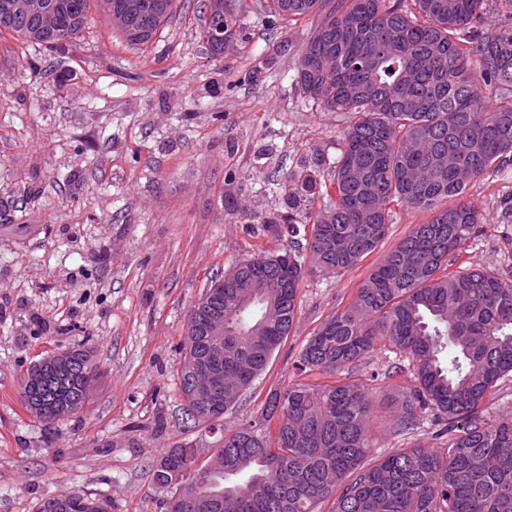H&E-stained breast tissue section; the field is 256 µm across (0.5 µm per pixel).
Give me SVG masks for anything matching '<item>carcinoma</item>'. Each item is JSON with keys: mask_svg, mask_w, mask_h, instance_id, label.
<instances>
[{"mask_svg": "<svg viewBox=\"0 0 512 512\" xmlns=\"http://www.w3.org/2000/svg\"><path fill=\"white\" fill-rule=\"evenodd\" d=\"M74 7L56 31L13 15L0 32L61 49L89 22L90 0ZM128 28H112L130 45H146L172 16L176 0ZM203 18L236 32L227 0ZM485 0H266L269 22H319L299 57L296 84L329 112H352L340 156L317 215L300 209L326 161L315 154L287 176L288 223L266 225L294 237L312 225L314 266L350 269L376 251L393 204L431 213L361 283L356 300L328 317L307 341L296 369L329 376L273 392L261 415L221 433L218 466L186 461L181 445L166 449L152 471L160 486L193 484L199 512H512V418L491 419L484 403L512 374V282L492 273L450 271L481 223L465 195L468 183L512 163V0H497L502 23L484 24ZM305 260L294 248L259 253L224 272V288L196 313L224 314V384L211 403L184 405L197 425L216 426L266 369L297 311ZM207 323L186 332L179 394L205 342ZM412 364L415 385L401 394L393 431L411 433L429 412L445 422L441 447L406 448L370 464L373 392L379 376L353 368L378 348ZM61 378L46 370L38 384L20 382V397L40 404L55 424L82 411L86 377H100L88 349L72 350ZM38 512H109L82 490L44 501Z\"/></svg>", "mask_w": 512, "mask_h": 512, "instance_id": "1", "label": "carcinoma"}]
</instances>
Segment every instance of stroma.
<instances>
[{"instance_id": "1", "label": "stroma", "mask_w": 512, "mask_h": 512, "mask_svg": "<svg viewBox=\"0 0 512 512\" xmlns=\"http://www.w3.org/2000/svg\"><path fill=\"white\" fill-rule=\"evenodd\" d=\"M241 32L212 58L201 15L177 0L147 46L132 48L91 11L64 50L0 34V512H38L73 489L112 512H166L173 491L151 464L166 448L216 440L182 413L177 370L191 307L214 274L278 242L264 218L288 211L287 173L313 152L335 160L348 112L299 93L295 66L317 19L269 25L240 0ZM482 222L457 262L512 281V165L471 182ZM388 234L353 268L309 267L294 324L266 370L224 415L253 421L319 325L351 305L372 267L429 213L393 207ZM102 375L85 410L47 424L18 398L30 366L73 347ZM378 350L383 375L373 456L436 444L434 423L391 429L411 373Z\"/></svg>"}]
</instances>
